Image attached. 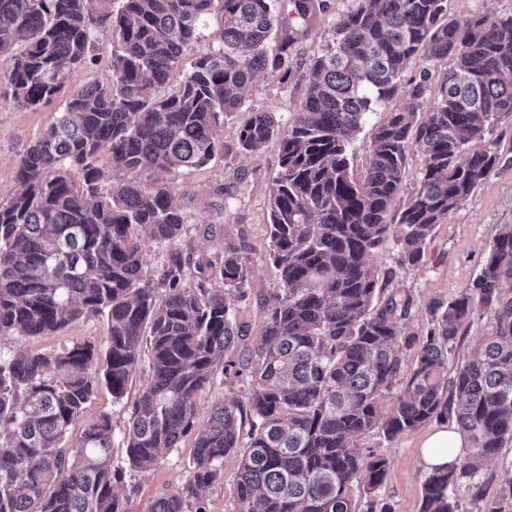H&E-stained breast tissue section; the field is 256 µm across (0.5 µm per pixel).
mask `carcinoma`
<instances>
[{
  "mask_svg": "<svg viewBox=\"0 0 512 512\" xmlns=\"http://www.w3.org/2000/svg\"><path fill=\"white\" fill-rule=\"evenodd\" d=\"M323 9L317 0H0V55L11 58L0 85L17 107L49 105L95 60L96 32L112 34L111 82L71 91L20 156V189L0 200V336L52 335L90 316L108 324L100 344L0 350V512H126L115 491L125 470H152L187 438L188 480L146 512H207L201 491L224 478L228 456L239 512H394L379 505L388 460L357 440L391 441L432 420L456 425L469 446L428 472L421 512H460V486L473 491L472 512L512 504L511 479L488 500L479 477V462L512 444V224L467 287L429 303L407 374L413 300L384 292L369 262L391 240L401 263H420L437 226L499 164L489 134L512 125V14L459 21L448 19V0H358L310 63L288 124L252 112L229 148L224 117L241 109L242 90L266 71L288 82L294 32ZM213 15L218 47L160 93ZM420 54L451 59L437 95L423 101L433 78L423 70L404 108L376 127L356 176L350 142ZM271 141L279 161L266 259L279 288L239 358L252 258L184 253L174 183ZM412 154L416 188L395 210ZM142 232L169 247L161 265L147 267ZM484 316L481 352L450 364ZM144 352L146 380L121 441L104 412L73 437L99 383L123 398ZM219 371L241 399L213 405L202 423L198 397Z\"/></svg>",
  "mask_w": 512,
  "mask_h": 512,
  "instance_id": "obj_1",
  "label": "carcinoma"
}]
</instances>
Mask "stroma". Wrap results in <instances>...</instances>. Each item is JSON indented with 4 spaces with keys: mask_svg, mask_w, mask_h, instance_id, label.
Segmentation results:
<instances>
[{
    "mask_svg": "<svg viewBox=\"0 0 512 512\" xmlns=\"http://www.w3.org/2000/svg\"><path fill=\"white\" fill-rule=\"evenodd\" d=\"M354 5L355 0H327L324 11L311 17L290 48L295 75L288 82H280L267 74L255 77L244 91L243 108L224 118L226 145L235 144L237 131L251 111L268 110L284 122L299 111L306 96L310 60L320 55L332 40L339 15ZM95 48L99 62L75 69L68 81L69 87L110 83L112 71L108 61L112 36L109 30L96 33ZM66 100V94L62 93L52 104L33 111L0 99V198H8L17 190L18 159L55 120ZM492 136L498 141L501 163L437 226L426 244L421 264H401L396 249L390 245L369 258L370 264L378 269L380 282L386 290L412 297L413 305L406 323L409 331L416 335L424 333L428 302L452 297L465 288L480 272L499 225L512 224V126H496ZM278 150L277 142L273 141L255 155L233 153L180 176L175 183L188 217L182 234L183 248L196 255H211L223 247H236L250 253L253 295L239 318L253 325L258 322L262 305L270 301L278 288L275 270L265 258L269 243V188L278 167ZM107 329L106 319L96 316L70 324L51 336H2L0 349L58 350L86 338L104 339ZM145 379L143 369H136L125 396L119 400L113 398L107 388H99L85 413L86 419L108 413L115 433H122L128 407ZM433 428V423L429 422L392 441L379 434H369L358 441L363 452L388 458V477L381 497L394 512H420L427 475L421 444ZM191 446V441H184L180 448L164 455L154 469L135 474L130 483L119 485L118 492L127 501V512H145L150 501L185 482Z\"/></svg>",
    "mask_w": 512,
    "mask_h": 512,
    "instance_id": "35a3bbf8",
    "label": "stroma"
}]
</instances>
